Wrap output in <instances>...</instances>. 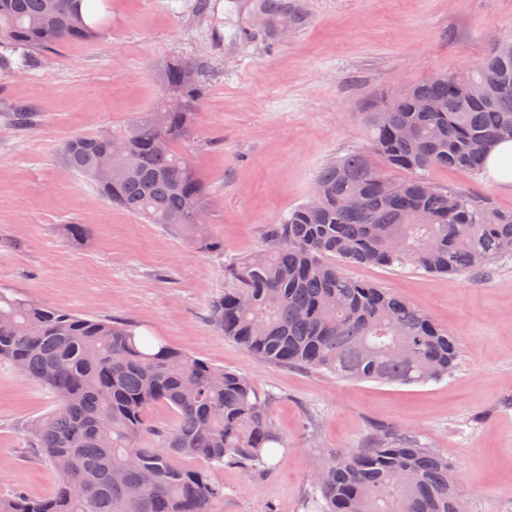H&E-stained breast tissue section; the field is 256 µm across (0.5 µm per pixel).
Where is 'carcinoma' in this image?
I'll list each match as a JSON object with an SVG mask.
<instances>
[{
	"label": "carcinoma",
	"mask_w": 512,
	"mask_h": 512,
	"mask_svg": "<svg viewBox=\"0 0 512 512\" xmlns=\"http://www.w3.org/2000/svg\"><path fill=\"white\" fill-rule=\"evenodd\" d=\"M75 2L55 0L52 8L47 0H0V72L94 37ZM199 73L197 61L169 57L156 78L183 110L161 103L118 136L75 134L60 156L109 203L214 252L220 241L202 231L207 185L180 151L202 98ZM366 120L370 154L351 153L319 172L318 199L290 210L269 228L265 247L225 267L227 287L208 317L261 363L426 383L453 370L456 338L387 290L345 277L336 262L411 263L455 275L512 254V212L427 179L435 168L478 173L491 149L512 139V38L473 67L369 106ZM116 139L126 149L104 176L100 158ZM137 328L0 289V365H20L21 377L55 397L57 409L34 425L33 437L59 476L50 496H0V512H213L224 499L215 470L268 471L280 437L252 382ZM154 404L175 420L147 446ZM459 493L447 458L387 432L317 461L302 507L454 512Z\"/></svg>",
	"instance_id": "obj_1"
}]
</instances>
